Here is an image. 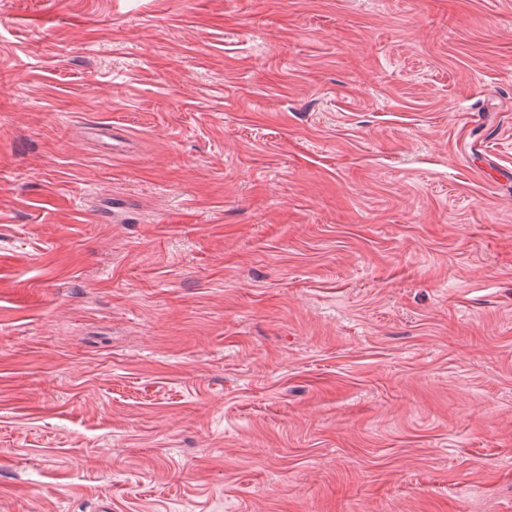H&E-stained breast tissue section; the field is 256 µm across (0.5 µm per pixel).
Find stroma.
<instances>
[{
  "mask_svg": "<svg viewBox=\"0 0 512 512\" xmlns=\"http://www.w3.org/2000/svg\"><path fill=\"white\" fill-rule=\"evenodd\" d=\"M0 512H512V0H0Z\"/></svg>",
  "mask_w": 512,
  "mask_h": 512,
  "instance_id": "obj_1",
  "label": "stroma"
}]
</instances>
